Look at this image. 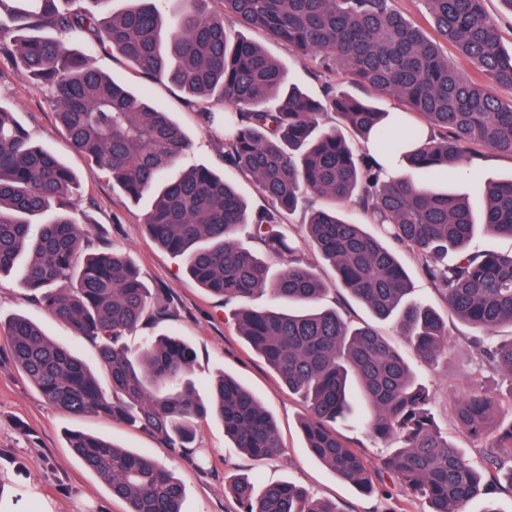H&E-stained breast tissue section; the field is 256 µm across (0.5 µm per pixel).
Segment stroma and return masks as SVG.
I'll return each mask as SVG.
<instances>
[{
    "label": "stroma",
    "instance_id": "stroma-1",
    "mask_svg": "<svg viewBox=\"0 0 512 512\" xmlns=\"http://www.w3.org/2000/svg\"><path fill=\"white\" fill-rule=\"evenodd\" d=\"M245 38L261 45L286 69L288 78L316 98L327 92L350 89L346 73L320 57H305L288 44L248 30ZM96 68L118 83L145 95L170 112L184 129L190 148L183 166L203 165L223 171L221 143L208 133L202 114L206 103L188 98L174 86L140 75L112 51H96ZM0 103L16 112L34 139L60 157L82 178L70 209L87 225L92 250L117 248L129 253L142 281L151 291L167 293L177 310L174 320L138 328L127 338L137 346L143 337L171 332L186 340L194 351L192 378L200 394L220 374L242 382L272 412L281 451L257 461L233 447L219 421L206 417L196 425L193 443L170 447L154 435L95 415L73 417L47 404L15 367L7 344L0 339V484L7 486L14 512H38L39 497L48 498L54 512H128L127 502L112 496L108 487L87 469L69 447L71 431L113 440L127 449L159 462L181 481L185 492L181 512H241L230 484L249 477L257 485L287 481L336 506L338 512H429V504L400 492L388 477L374 476L371 489L345 482L314 459L306 448L300 420L307 406L241 336L234 316L235 303L207 293L186 272L179 257L161 248L144 227L150 198L134 202L112 185L103 171L91 170L89 161L70 146L50 102L47 90L21 79L6 54L0 53ZM512 177V157L482 154L479 163H468L458 172L435 171L424 182L437 189H451L481 206L485 182ZM415 288L416 298L441 313L448 325V354L429 365L415 353L407 358L427 385L430 407L442 430L454 437L472 460H480L492 432L480 437L457 433L453 411L467 393L479 360L472 345V330L448 313L413 256L400 253ZM24 315L38 322L47 336L62 342L88 362H96L93 346L75 336L46 314L32 294L12 276L0 277V320Z\"/></svg>",
    "mask_w": 512,
    "mask_h": 512
}]
</instances>
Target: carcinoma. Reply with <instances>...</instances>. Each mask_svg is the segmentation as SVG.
Here are the masks:
<instances>
[{
  "instance_id": "cac0c4a2",
  "label": "carcinoma",
  "mask_w": 512,
  "mask_h": 512,
  "mask_svg": "<svg viewBox=\"0 0 512 512\" xmlns=\"http://www.w3.org/2000/svg\"><path fill=\"white\" fill-rule=\"evenodd\" d=\"M115 2L0 0V51L21 78L49 89L77 152L108 171L129 198L153 197L145 220L150 234L183 259L200 287L242 304L256 293L270 295L263 310L240 309L239 328L309 403L302 430L316 459L350 484L371 486V463L336 432L335 424L353 420L398 443L380 474L426 499L430 512H462L474 501L481 512H500L491 494L503 479L512 488V420L499 423L494 444L482 449L490 470L483 473L438 430L426 390L402 353L373 325L321 305L328 285L288 239V216L307 207L311 195L327 199L302 224L304 244L428 364L446 355L448 328L435 309L410 298L396 244L418 258L448 310L473 331L512 328V253L469 248L480 226L512 238V179L484 184L479 218L464 198L421 181L481 153L512 157V102L495 92L512 88V48L502 44L484 0H421L436 40L392 0H220V13L208 11L206 0H177L172 13L169 0H123L120 8ZM235 25L263 30L305 56L329 57L373 99L345 90L323 102L310 97ZM444 43L480 78H461ZM98 47L147 78L222 106L220 115L202 113L204 123L221 136L224 166L251 178L268 206L250 211L235 186L207 167L169 177L190 146L188 136L168 112L97 70ZM389 99L405 110L382 108ZM331 112L373 151L358 152L327 125ZM422 125L430 135L413 150ZM374 151L399 155L419 177L385 178ZM79 187L80 177L0 105V276L17 275L48 314L94 346L110 389L23 315L0 325L15 366L47 403L74 416L119 421L184 448L191 425L210 414L242 452L256 460L278 454L271 413L241 382L224 375L200 396L186 341L146 336L136 348L126 343L146 313L166 321L175 308L149 292L127 254L84 253L88 229L62 208ZM350 209L362 220H351ZM479 355L482 367L511 379L512 407V340ZM502 405L500 394L473 387L455 410L459 432L481 434ZM68 442L112 495L128 502V512H181L183 485L149 457L83 432L69 434ZM232 491L243 512H337L286 481L258 490L241 478Z\"/></svg>"
}]
</instances>
